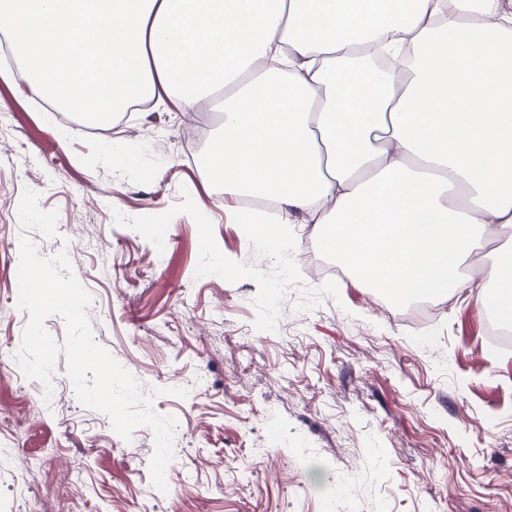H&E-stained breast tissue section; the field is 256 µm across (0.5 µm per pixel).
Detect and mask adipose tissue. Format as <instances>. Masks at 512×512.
<instances>
[{
  "label": "adipose tissue",
  "mask_w": 512,
  "mask_h": 512,
  "mask_svg": "<svg viewBox=\"0 0 512 512\" xmlns=\"http://www.w3.org/2000/svg\"><path fill=\"white\" fill-rule=\"evenodd\" d=\"M28 90L103 120L223 94L202 174L320 227L398 302L479 285L512 321V11L504 0H0Z\"/></svg>",
  "instance_id": "1"
}]
</instances>
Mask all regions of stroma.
I'll use <instances>...</instances> for the list:
<instances>
[{
	"label": "stroma",
	"instance_id": "stroma-1",
	"mask_svg": "<svg viewBox=\"0 0 512 512\" xmlns=\"http://www.w3.org/2000/svg\"><path fill=\"white\" fill-rule=\"evenodd\" d=\"M190 150L164 101L100 130L60 129L0 55V350L19 348L23 189L59 212L41 255L67 252L91 292L95 340L177 419L168 490L150 482L154 440L131 441L84 408L58 358L62 402L30 419L39 383L0 373V505L24 512H512V341H489L477 288L400 304L319 248L317 225L288 249L238 224L200 155L221 112L201 105ZM122 148L107 159L106 150ZM160 265H153L154 252ZM327 268L311 275L308 261ZM186 398L171 395L174 386Z\"/></svg>",
	"mask_w": 512,
	"mask_h": 512
}]
</instances>
